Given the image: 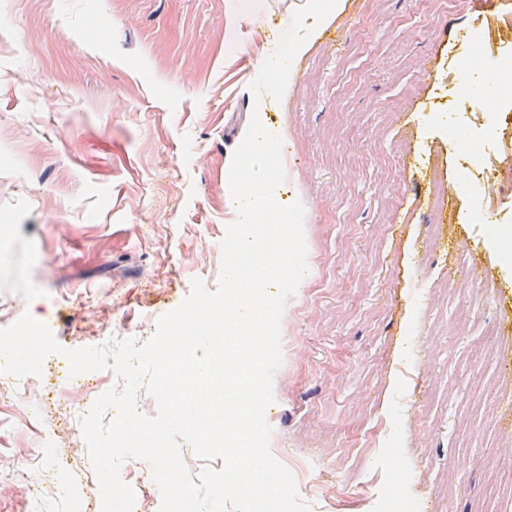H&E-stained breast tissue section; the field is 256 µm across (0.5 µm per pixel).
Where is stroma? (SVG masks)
<instances>
[{"label": "stroma", "instance_id": "obj_1", "mask_svg": "<svg viewBox=\"0 0 512 512\" xmlns=\"http://www.w3.org/2000/svg\"><path fill=\"white\" fill-rule=\"evenodd\" d=\"M306 0H0V328L30 312L61 346L97 336L147 341L192 279L216 290L220 242L236 218L224 171L252 113L283 139L279 204L302 201L308 273L281 320L283 361L266 411L273 456L309 512H379L393 466L412 503L480 512L508 496L512 405L482 399L495 365H512V191L495 233L476 217L463 147L448 135L449 88L493 18L469 0H346L292 91L255 98L261 59ZM452 219L439 223L433 173ZM482 298L444 293L474 261ZM38 385L0 399V512H90L100 499L79 423L84 394L57 393L67 360L49 356ZM51 406L43 418L37 404ZM381 425L376 453L354 447ZM49 436L62 462L43 460ZM39 465L35 502L20 460Z\"/></svg>", "mask_w": 512, "mask_h": 512}]
</instances>
